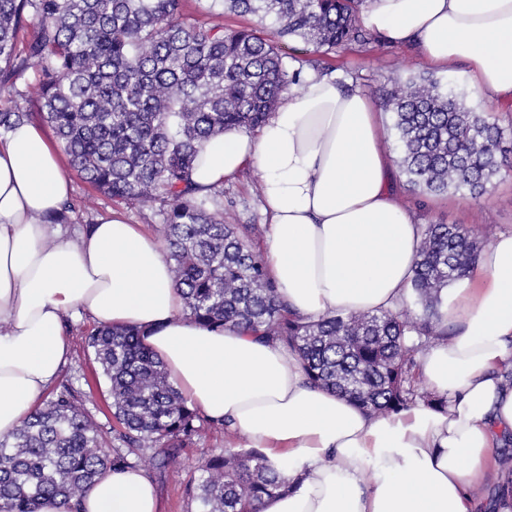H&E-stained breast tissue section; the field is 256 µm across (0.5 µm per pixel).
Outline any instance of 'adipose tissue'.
<instances>
[{"instance_id":"obj_1","label":"adipose tissue","mask_w":512,"mask_h":512,"mask_svg":"<svg viewBox=\"0 0 512 512\" xmlns=\"http://www.w3.org/2000/svg\"><path fill=\"white\" fill-rule=\"evenodd\" d=\"M361 24L429 65L464 63L472 85L512 102V0H364ZM262 181L267 274L316 318L392 310L408 297L421 227L392 189L380 114L340 76L306 75L258 134L229 130L199 152L204 188L245 168ZM60 154L39 128L0 137V436L38 406L66 364V316L139 330L190 407L229 423L288 476L261 512H474L512 435V232L494 237L441 311L448 343L419 379L447 401L376 416L312 385L285 345L186 320L163 251L144 226L98 218L71 237L47 222L68 198ZM81 512H157L130 467L102 475Z\"/></svg>"}]
</instances>
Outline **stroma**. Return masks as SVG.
Returning <instances> with one entry per match:
<instances>
[{"label": "stroma", "instance_id": "1", "mask_svg": "<svg viewBox=\"0 0 512 512\" xmlns=\"http://www.w3.org/2000/svg\"><path fill=\"white\" fill-rule=\"evenodd\" d=\"M190 17L199 18L227 28L253 26L265 37H273L276 25L273 19L258 21L252 15L239 16L224 12L221 0H190ZM292 58L291 69L310 70L312 64H320L331 73L340 74L354 81L374 103H381L389 88L388 79L399 75L405 78L431 76L457 87L465 104L490 115L492 120L507 128L502 155L512 163V103L488 100L472 87L465 65L458 64L446 70H438L422 60L410 46L394 45L385 39L370 44H356L336 53L324 56L314 52L311 46L300 41L288 44ZM38 75L35 68L26 69L14 84L0 86V111L17 106L29 112H38ZM71 182V199L78 203L75 212L69 213L66 222L73 233L86 231L102 216L115 210L110 199L94 191L74 170H67ZM261 179L255 169L240 172L223 184L224 218L233 224H264L262 210ZM395 184L401 192L400 199L412 212L418 224H456L470 231L474 238H481L486 226H494L496 232L512 231V177L495 178L488 193L479 199L465 191H451L441 195L424 194L414 190L403 173H396ZM93 325L87 318L69 321L66 335L70 346V359L63 367L57 382L70 384L93 396L96 419L111 424L112 412L108 383L102 376L91 349L85 343ZM224 446L221 427H213L206 438L185 450L180 464L168 467L164 473L149 471L158 496L159 512H188L185 495L187 483L197 477V468L212 450Z\"/></svg>", "mask_w": 512, "mask_h": 512}]
</instances>
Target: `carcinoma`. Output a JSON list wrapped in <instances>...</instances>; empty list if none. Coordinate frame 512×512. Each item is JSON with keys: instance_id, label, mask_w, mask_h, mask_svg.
Listing matches in <instances>:
<instances>
[{"instance_id": "obj_1", "label": "carcinoma", "mask_w": 512, "mask_h": 512, "mask_svg": "<svg viewBox=\"0 0 512 512\" xmlns=\"http://www.w3.org/2000/svg\"><path fill=\"white\" fill-rule=\"evenodd\" d=\"M363 0H224L230 13L273 16L276 39L184 17V0H0V75L37 67L42 119L70 166L116 205L159 204L166 255L183 316L216 328L276 339L298 356L309 380L378 415L422 401H446L417 379L416 355L448 341L442 294L475 264L479 246L454 224H424L412 290L422 312L311 320L292 313L255 252L263 229L229 224L215 188L191 180L198 152L225 131H253L297 82L278 41L301 40L328 55L374 40L358 21ZM36 27L16 54L27 19ZM394 115L400 167L429 194L488 193L512 173L499 160L504 129L431 78L392 80L383 100ZM18 107L0 128L29 120ZM109 383L112 436L88 411L89 396L63 387L12 432L0 436V512H39L55 500L79 512L101 475L148 459L164 471L216 423L188 406L162 360L132 327L87 334ZM224 450L205 459L186 487L197 512H259L286 492L288 478L257 448L224 429Z\"/></svg>"}]
</instances>
